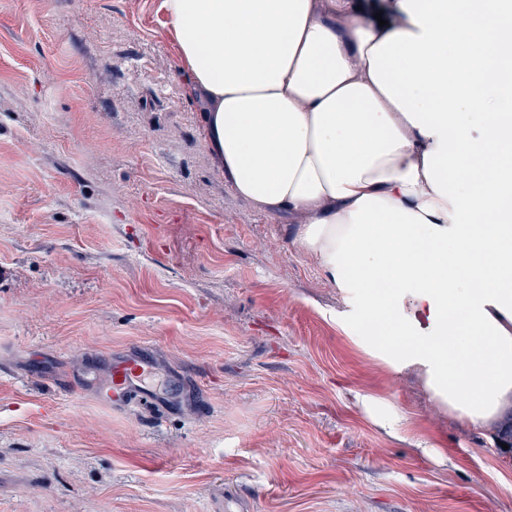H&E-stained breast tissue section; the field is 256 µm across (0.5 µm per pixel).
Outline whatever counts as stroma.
Listing matches in <instances>:
<instances>
[{
	"label": "stroma",
	"mask_w": 512,
	"mask_h": 512,
	"mask_svg": "<svg viewBox=\"0 0 512 512\" xmlns=\"http://www.w3.org/2000/svg\"><path fill=\"white\" fill-rule=\"evenodd\" d=\"M163 0H0V512H512L208 146ZM149 348L168 408L86 386Z\"/></svg>",
	"instance_id": "stroma-1"
}]
</instances>
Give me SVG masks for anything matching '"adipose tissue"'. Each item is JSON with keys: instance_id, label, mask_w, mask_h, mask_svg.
<instances>
[{"instance_id": "ef3b65f1", "label": "adipose tissue", "mask_w": 512, "mask_h": 512, "mask_svg": "<svg viewBox=\"0 0 512 512\" xmlns=\"http://www.w3.org/2000/svg\"><path fill=\"white\" fill-rule=\"evenodd\" d=\"M164 0L221 172L449 417L512 416V0ZM424 317L429 333L416 335Z\"/></svg>"}]
</instances>
